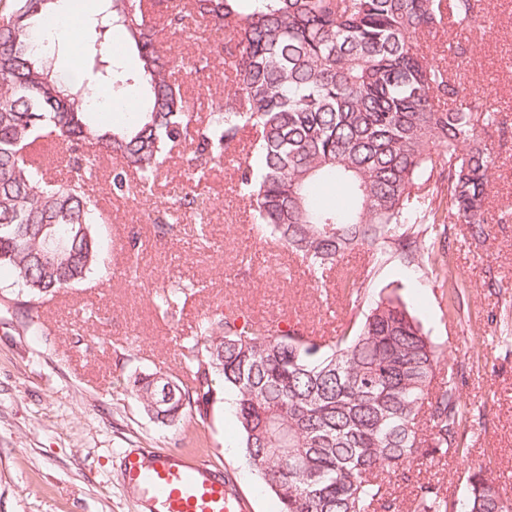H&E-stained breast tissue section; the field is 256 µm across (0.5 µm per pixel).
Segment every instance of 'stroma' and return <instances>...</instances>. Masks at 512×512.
<instances>
[{"instance_id": "stroma-1", "label": "stroma", "mask_w": 512, "mask_h": 512, "mask_svg": "<svg viewBox=\"0 0 512 512\" xmlns=\"http://www.w3.org/2000/svg\"><path fill=\"white\" fill-rule=\"evenodd\" d=\"M489 22L454 29L448 41L471 49L465 66L478 98L512 113V0H492ZM179 59V82L204 108L223 92L222 73L202 67L194 34L163 31ZM484 139L496 157L490 187L489 234L475 239L468 225L447 227L448 275L461 286L459 303L423 270L399 258L371 264L366 250L346 255L340 270L361 288L357 301L336 285L317 291L303 265L268 237L257 234L248 204L234 190L235 169L249 150L233 144L221 172L202 178L196 193L209 200L200 222L208 243L194 249V224L182 220L174 234L156 233L155 203L181 191L179 175L191 165L190 148H176L158 180L138 202H112V219L99 225L101 267L84 283L28 312L9 298L14 276L0 270V512H134L119 478L131 448L195 455L224 471L248 512H280L277 498L242 458L235 409L221 404L207 421L166 426L150 419L128 390L139 372L184 374L177 339L193 334L200 316L238 309L320 336L339 334L350 319L380 296L396 293L464 372L466 419L460 432L474 458H488L512 495V140L497 131ZM143 242L137 270L125 247L131 235ZM190 279L196 285L179 322L164 319L152 302L158 281Z\"/></svg>"}]
</instances>
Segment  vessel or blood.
Wrapping results in <instances>:
<instances>
[{
	"instance_id": "1",
	"label": "vessel or blood",
	"mask_w": 512,
	"mask_h": 512,
	"mask_svg": "<svg viewBox=\"0 0 512 512\" xmlns=\"http://www.w3.org/2000/svg\"><path fill=\"white\" fill-rule=\"evenodd\" d=\"M121 481L133 490L135 512H244L245 504L222 471L196 458L145 455L131 449L120 465Z\"/></svg>"
}]
</instances>
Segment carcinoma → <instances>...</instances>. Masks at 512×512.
<instances>
[{"label":"carcinoma","instance_id":"carcinoma-1","mask_svg":"<svg viewBox=\"0 0 512 512\" xmlns=\"http://www.w3.org/2000/svg\"><path fill=\"white\" fill-rule=\"evenodd\" d=\"M60 0H0V268L13 270L18 304L31 311L82 283L100 265L102 211L92 171L112 160L110 190L133 201L151 190L171 152L192 149L202 177L250 136L237 166V195L256 229L279 240L325 286L348 252L398 256L448 286L444 246L418 242L426 225L467 224L486 236L496 157L483 134L512 128L496 108L464 94L470 49L448 44L452 69L420 41L486 24L483 0H180L166 27L224 34L233 79L208 116L175 77L153 3L108 0L105 17L72 46L85 67L72 79L36 49ZM122 29L136 52L129 70L111 54ZM143 89L138 111L112 128L88 102ZM66 146L58 184L39 145ZM343 200L315 204L320 186ZM199 209L186 190L154 209ZM194 284L163 282L152 302L170 319ZM188 368L171 397L159 373L138 374L131 393L151 418L175 426L207 419L234 395L243 457L278 499L281 512H449L448 487L423 481L421 466L469 462L459 438L463 373L442 372L437 345L400 297L379 298L340 334L317 342L295 329L206 313L179 343ZM465 512H512L487 466L465 472ZM410 489L399 499L395 488Z\"/></svg>","mask_w":512,"mask_h":512}]
</instances>
